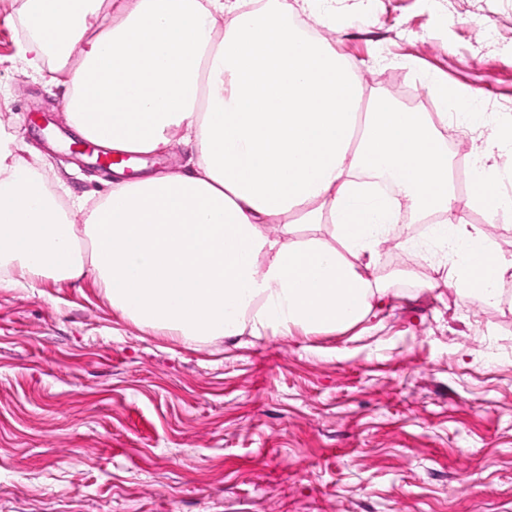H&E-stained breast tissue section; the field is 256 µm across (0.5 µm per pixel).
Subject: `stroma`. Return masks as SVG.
Here are the masks:
<instances>
[{
    "label": "stroma",
    "mask_w": 512,
    "mask_h": 512,
    "mask_svg": "<svg viewBox=\"0 0 512 512\" xmlns=\"http://www.w3.org/2000/svg\"><path fill=\"white\" fill-rule=\"evenodd\" d=\"M296 20L376 95L433 112L432 74L512 113V0ZM24 39L0 0V123L49 185L93 196L111 174L50 148L64 89L25 71ZM369 274L385 306L351 329L199 345L124 317L90 275L1 283L0 512H512V281L465 302L388 248Z\"/></svg>",
    "instance_id": "1"
}]
</instances>
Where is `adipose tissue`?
<instances>
[{
	"mask_svg": "<svg viewBox=\"0 0 512 512\" xmlns=\"http://www.w3.org/2000/svg\"><path fill=\"white\" fill-rule=\"evenodd\" d=\"M26 70L65 87L70 129L114 155L189 147L178 171L123 177L93 206L52 190L0 127V273L93 275L113 308L196 345L349 329L382 307L367 277L403 214L439 217L445 284L494 306L512 279L484 226L512 209V115L428 77L434 112L366 99L356 65L294 20L291 0H21ZM221 25L213 38L210 27ZM491 145L454 187L441 129Z\"/></svg>",
	"mask_w": 512,
	"mask_h": 512,
	"instance_id": "adipose-tissue-1",
	"label": "adipose tissue"
}]
</instances>
